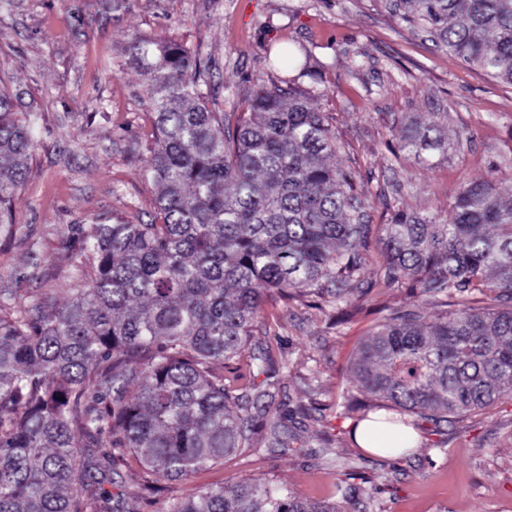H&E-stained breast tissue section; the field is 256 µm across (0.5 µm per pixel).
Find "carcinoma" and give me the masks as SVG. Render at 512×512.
I'll use <instances>...</instances> for the list:
<instances>
[{
    "label": "carcinoma",
    "instance_id": "1",
    "mask_svg": "<svg viewBox=\"0 0 512 512\" xmlns=\"http://www.w3.org/2000/svg\"><path fill=\"white\" fill-rule=\"evenodd\" d=\"M389 9L470 67L512 85V0H387ZM143 77L156 141L142 177L154 220L96 217L78 241L81 283L54 297L0 289V512H139L141 490L112 496L117 459L149 480L181 479L244 448H283L231 410L224 365L253 334L264 293L297 290L348 303L366 271L369 225L354 176L310 92L256 84L243 111L217 112L201 59L135 35L124 49ZM0 86V234L26 181L39 114ZM438 114L404 130L397 152L426 163ZM492 177L467 183L437 221L404 209L381 225L378 288L411 284L456 298L425 325L394 312L363 343L359 389L435 424L512 394V201ZM94 486L97 491L88 493ZM168 512H351L282 485L201 489Z\"/></svg>",
    "mask_w": 512,
    "mask_h": 512
}]
</instances>
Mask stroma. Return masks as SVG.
Returning <instances> with one entry per match:
<instances>
[{
  "label": "stroma",
  "mask_w": 512,
  "mask_h": 512,
  "mask_svg": "<svg viewBox=\"0 0 512 512\" xmlns=\"http://www.w3.org/2000/svg\"><path fill=\"white\" fill-rule=\"evenodd\" d=\"M136 34L209 58L203 90L219 112L232 111L258 80L294 79L312 90L336 132L330 161L355 174L371 229L398 208L444 216L472 180L512 183V85L437 49L382 0H124L117 12L106 0H0V77L22 92L23 111L41 115L31 172L12 204L14 230L0 237V288L31 296L67 287L79 264L67 240L82 225L99 215L153 218L156 190L140 177L155 143L152 113L124 56ZM284 45L308 52V74L269 63V50ZM355 59L362 66L353 74ZM421 112L441 113L448 143L428 167L393 154ZM415 308L431 323L447 313V299L377 288L340 308L267 294L248 348L224 379L254 429L288 415L287 447L238 452L160 482L140 512H167L199 489L231 491L247 480L338 503L351 470L361 475L355 512H512V395L448 423H423L402 455L370 453L351 436L348 407L375 414L355 378L360 347L390 312ZM266 347L285 366L264 402L252 383L253 356ZM321 435L329 447L319 446Z\"/></svg>",
  "instance_id": "stroma-1"
}]
</instances>
